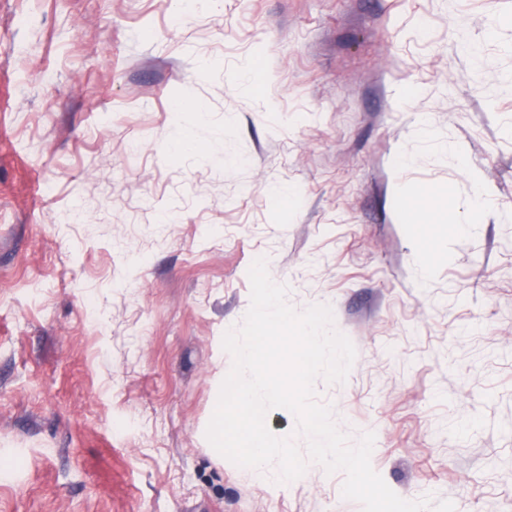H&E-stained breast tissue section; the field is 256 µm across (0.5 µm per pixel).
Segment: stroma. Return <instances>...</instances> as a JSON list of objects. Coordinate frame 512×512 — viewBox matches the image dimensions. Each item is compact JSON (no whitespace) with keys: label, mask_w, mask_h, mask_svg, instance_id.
<instances>
[{"label":"stroma","mask_w":512,"mask_h":512,"mask_svg":"<svg viewBox=\"0 0 512 512\" xmlns=\"http://www.w3.org/2000/svg\"><path fill=\"white\" fill-rule=\"evenodd\" d=\"M260 257L388 486L512 512V0H0V512H363L206 439Z\"/></svg>","instance_id":"obj_1"}]
</instances>
